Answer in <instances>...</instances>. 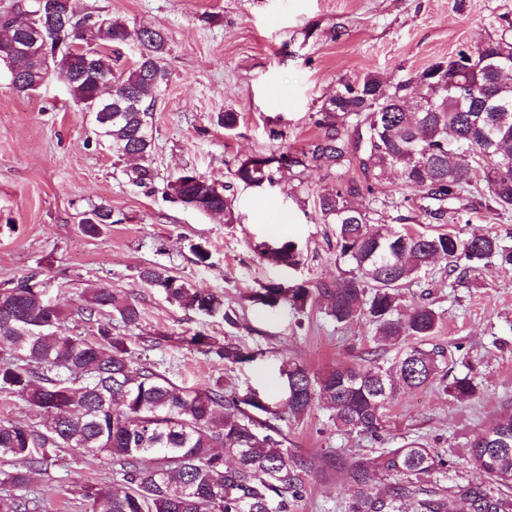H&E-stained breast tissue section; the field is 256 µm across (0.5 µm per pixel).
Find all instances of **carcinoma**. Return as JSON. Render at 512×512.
I'll use <instances>...</instances> for the list:
<instances>
[{
    "instance_id": "cac0c4a2",
    "label": "carcinoma",
    "mask_w": 512,
    "mask_h": 512,
    "mask_svg": "<svg viewBox=\"0 0 512 512\" xmlns=\"http://www.w3.org/2000/svg\"><path fill=\"white\" fill-rule=\"evenodd\" d=\"M34 19L47 33L48 50L34 57H10L13 86L25 96L45 86V75L59 73L81 111L92 115L98 136L119 159L137 156L127 173L144 187L156 178L150 162L153 143L151 110L155 95L168 85L165 64L168 38L160 28L131 30L106 15L78 16L73 0H44ZM90 28L93 46L80 50ZM10 15H0V49L19 44L31 32ZM135 40L137 60L116 69L112 46ZM466 87L459 97L433 85L444 67ZM512 69V30L504 29L468 53L460 50L418 73L409 82L387 84L374 74L339 82L335 94L316 112L320 136L299 149L255 155L240 160L234 180L247 186L273 185L278 177L299 176L310 167L355 163L363 180L318 193L323 223L336 225V261L349 269L334 281L284 285L270 283L252 299L274 308L288 304L298 312L315 297L338 323L362 317L376 335L399 347L389 362L372 358L365 364H338L315 373L293 359L282 360L288 415L301 419L321 403L332 412L338 429L373 438L385 430L387 404L399 393L438 381L458 400L475 398L473 379L448 381V354L429 342L440 317L427 303L407 310L401 291L439 260L461 275L476 272L488 261L512 267V246L491 232L438 235L410 233L390 225H372L363 201L372 181L389 172L422 193L439 219H456L469 210L464 197L478 193L485 209L503 217L512 212V83L500 69ZM484 171L476 190L471 173ZM175 199L199 211L236 221L227 186L204 175L182 170L169 183ZM112 223V210L98 207L81 219L95 235ZM259 257L275 265H299V252L288 240L255 245ZM140 279L164 299L186 311L235 323L224 301L186 283L165 267L148 266ZM97 324V333L66 332L72 314ZM71 312L45 299L43 282L33 272L0 288V391L20 397L45 417L40 425L0 423V460L14 470L0 471L6 493L5 512H33L36 499L27 496L30 475L45 471L62 448H82L92 457L112 460L118 479L88 482L80 496L88 512H291L307 492L315 462L283 441L254 430L247 408L269 411L254 393L226 395L220 384L184 387L134 357L129 336L112 335V317L136 327L141 310L134 300L110 288L84 290L82 304ZM186 342L212 353L226 364L252 362L256 355L232 343H219L202 333ZM477 471L505 488L512 487V410L501 412L480 435L465 442ZM154 460L147 467L144 459ZM442 459L413 441L391 448L374 461L357 458L345 464L362 512H398L413 499L420 512H446V502L425 487ZM399 476L402 482L376 489L370 471ZM456 512H504L505 501L483 483L457 486L448 492Z\"/></svg>"
}]
</instances>
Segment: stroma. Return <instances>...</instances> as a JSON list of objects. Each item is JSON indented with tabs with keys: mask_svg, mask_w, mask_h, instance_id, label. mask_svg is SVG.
<instances>
[{
	"mask_svg": "<svg viewBox=\"0 0 512 512\" xmlns=\"http://www.w3.org/2000/svg\"><path fill=\"white\" fill-rule=\"evenodd\" d=\"M75 6L82 14H108L129 27L167 34L170 79L152 116L150 160L157 176L147 187L129 183V162L116 161L98 140L91 115L75 105L60 77L27 97L0 71V284L41 273L52 299L72 309L84 289L111 288L142 310L136 328L112 322L113 334L135 337L139 362L178 385L217 382L228 394L256 392L269 407L255 415L257 432L282 435L288 447L315 461L308 492L293 512H356L345 463L412 440L446 462L428 478L440 497L449 487L478 481L461 442L512 409V267L492 262L460 283L440 261L403 291L404 307L425 302L439 313L434 341L452 351V375L473 377L476 399L455 400L437 383L399 394L378 439L337 430L320 405L301 420L289 419L282 358L320 373L374 353L386 359L397 353L368 321L336 323L321 302L299 314L286 304L270 309L250 299L271 281L315 283L342 274L335 227L320 219L317 194L358 179L359 171L311 168L301 181L259 187L232 183L230 172L246 156L315 141L314 117L340 80L374 73L394 84L459 48L476 47L512 25V0H75ZM224 112L239 115L233 133L217 122ZM186 167L232 184L236 223L173 199L168 184ZM399 196L407 200L401 208L392 204ZM371 197L382 224L413 233L462 226L432 218L420 192L394 174L374 184ZM102 204L111 209L112 223L99 235L84 234L82 213ZM288 239L301 254L298 267L261 261L253 251L257 243ZM196 243L209 249L207 264L197 263ZM147 266L169 268L193 287L220 295L235 324L169 304L141 281ZM198 332L257 358L231 365L203 354L186 343ZM112 477L111 461L66 448L45 473L32 475L30 488L38 512H84L81 485Z\"/></svg>",
	"mask_w": 512,
	"mask_h": 512,
	"instance_id": "35a3bbf8",
	"label": "stroma"
}]
</instances>
